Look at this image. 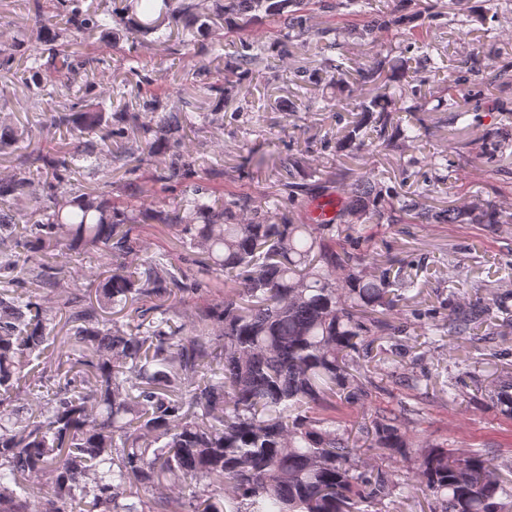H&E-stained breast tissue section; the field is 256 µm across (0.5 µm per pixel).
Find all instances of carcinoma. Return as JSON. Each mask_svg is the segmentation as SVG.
Masks as SVG:
<instances>
[{
    "label": "carcinoma",
    "mask_w": 512,
    "mask_h": 512,
    "mask_svg": "<svg viewBox=\"0 0 512 512\" xmlns=\"http://www.w3.org/2000/svg\"><path fill=\"white\" fill-rule=\"evenodd\" d=\"M83 0H53L66 28L85 35L113 22L154 34L165 22L202 36H218L219 20L248 27L265 17L288 42L309 32L308 0H136L126 9L82 8ZM406 0H320L332 11L366 19L357 38L371 43L378 30L423 27L442 12ZM499 0H448L480 20L497 15ZM260 46L243 43L228 78L242 84ZM35 96L70 92L76 70L95 61L73 54L59 33L45 28L27 47ZM48 57L54 71L38 66ZM338 87L372 86L354 107L357 116L336 139L346 158L321 175L336 185L334 209L297 222L284 209L271 214L249 196H220L181 149L176 134L191 124L181 112L159 111V101L134 112H88L81 102L58 115L57 125L78 139L74 150L37 148L46 173L45 199L19 215L10 201L31 185L26 168L0 178V512H380L396 486L383 473L358 465L367 446L387 458L412 447L396 415L378 413L359 426L367 445L351 437L336 406L368 397L352 373L365 338L390 329L384 315L402 300L391 268L358 249H336L362 237L369 224L512 223V212L490 202L428 206V190L402 199L381 179L347 166L377 147L399 142L412 152L420 126L402 113L418 111L410 63L396 61L353 73L336 65ZM448 85L454 120L469 115L470 93ZM125 139L119 159L137 170L144 158L161 165L155 181L195 178L189 207L170 204L128 210L94 191L66 199L79 163L100 168L112 140ZM512 126L482 138L487 166L506 159ZM308 166L293 153L272 162L279 186L293 202L310 193ZM138 224H158L182 247L180 266L147 257ZM95 250L112 261L90 272L95 288L73 287L55 311L27 288L55 293L69 287L68 253ZM224 284V297L188 321L181 299ZM491 314L488 305L463 306L448 316V333L463 335ZM58 342L49 350L50 342ZM504 415L512 418V380L496 382ZM415 473L438 512H512V486L499 465L479 452L435 446L420 454Z\"/></svg>",
    "instance_id": "carcinoma-1"
}]
</instances>
